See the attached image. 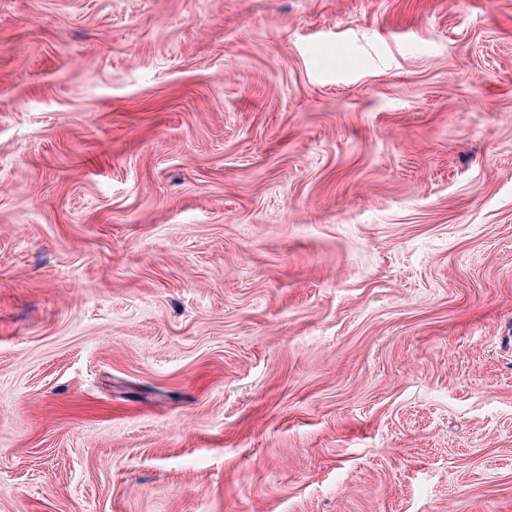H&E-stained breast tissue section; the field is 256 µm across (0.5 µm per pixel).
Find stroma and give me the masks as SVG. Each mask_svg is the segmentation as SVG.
<instances>
[{"instance_id": "1", "label": "stroma", "mask_w": 512, "mask_h": 512, "mask_svg": "<svg viewBox=\"0 0 512 512\" xmlns=\"http://www.w3.org/2000/svg\"><path fill=\"white\" fill-rule=\"evenodd\" d=\"M0 512H512V0H0Z\"/></svg>"}]
</instances>
